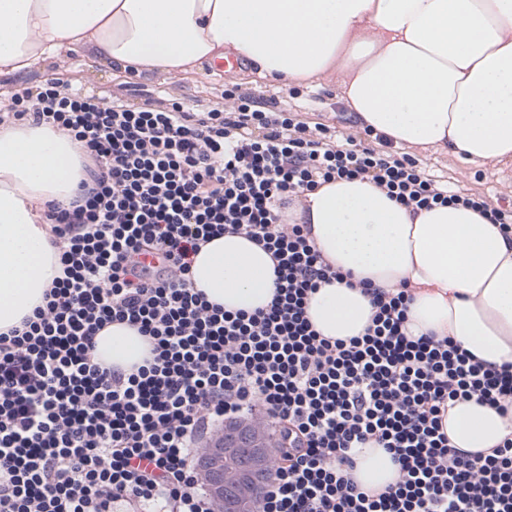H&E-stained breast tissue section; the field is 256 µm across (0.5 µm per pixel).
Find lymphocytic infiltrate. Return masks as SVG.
<instances>
[{"label":"lymphocytic infiltrate","instance_id":"1","mask_svg":"<svg viewBox=\"0 0 512 512\" xmlns=\"http://www.w3.org/2000/svg\"><path fill=\"white\" fill-rule=\"evenodd\" d=\"M225 107L131 104L50 78L12 92L0 127L67 133L86 157L69 205L44 213L62 274L45 303L0 334V512H214L194 461L224 420L261 411L279 463L261 512H512V434L492 454L450 443L443 417L472 397L507 414L512 365L491 367L450 339L415 337L408 288L363 283L375 309L364 333L320 337L306 315L342 279L290 202L337 179H368L419 211L463 205L512 236V211L448 188L416 158L299 121L287 102L225 90ZM243 233L268 251L270 306L224 310L196 291L200 245ZM165 264L145 267L140 254ZM137 329L150 357L127 374L95 361L112 323ZM398 465L377 492L350 472L359 448Z\"/></svg>","mask_w":512,"mask_h":512}]
</instances>
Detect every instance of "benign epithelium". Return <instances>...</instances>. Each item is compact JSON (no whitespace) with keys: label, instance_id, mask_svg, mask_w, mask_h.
I'll use <instances>...</instances> for the list:
<instances>
[{"label":"benign epithelium","instance_id":"benign-epithelium-1","mask_svg":"<svg viewBox=\"0 0 512 512\" xmlns=\"http://www.w3.org/2000/svg\"><path fill=\"white\" fill-rule=\"evenodd\" d=\"M273 444L263 426L241 419L224 424V434L205 448L196 468L223 512H236L261 481L273 474Z\"/></svg>","mask_w":512,"mask_h":512}]
</instances>
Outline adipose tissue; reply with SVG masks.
Wrapping results in <instances>:
<instances>
[{
	"label": "adipose tissue",
	"instance_id": "ef3b65f1",
	"mask_svg": "<svg viewBox=\"0 0 512 512\" xmlns=\"http://www.w3.org/2000/svg\"><path fill=\"white\" fill-rule=\"evenodd\" d=\"M125 71L188 74L235 54L253 74L288 85L337 84L361 126L396 144L474 164L512 158V0H0V78L24 76L71 47ZM82 157L61 131L0 129V333L42 305L57 251L40 224L46 202L68 203ZM336 269L395 289L408 286L413 335L450 338L486 364L512 363V240L463 206L411 212L370 180L339 179L288 212ZM194 288L230 311L267 307L270 253L240 233L201 246ZM320 336L362 335L373 308L338 281L309 298ZM148 346L114 323L96 337L103 364L136 371ZM454 447L490 452L512 432V412L472 399L443 420ZM398 472L370 444L352 477L383 490Z\"/></svg>",
	"mask_w": 512,
	"mask_h": 512
}]
</instances>
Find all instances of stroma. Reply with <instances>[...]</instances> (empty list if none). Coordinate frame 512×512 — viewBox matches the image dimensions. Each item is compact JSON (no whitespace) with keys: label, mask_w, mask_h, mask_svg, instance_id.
Wrapping results in <instances>:
<instances>
[{"label":"stroma","mask_w":512,"mask_h":512,"mask_svg":"<svg viewBox=\"0 0 512 512\" xmlns=\"http://www.w3.org/2000/svg\"><path fill=\"white\" fill-rule=\"evenodd\" d=\"M250 65L223 75L211 65L188 75L124 73L110 66L93 62L82 49L74 48L61 56L40 63L18 79H0V106H7L12 90L33 87L45 79L62 78L70 87L96 91L106 97L134 99L136 92L149 91L163 100L177 99L206 110L223 103L224 92L232 87L265 96L291 92L292 104L301 108L299 117L309 124L320 123L343 134L360 133V126L351 119L336 85L287 87L280 81L252 80ZM427 173L442 177L449 186L468 194L483 195L500 207L512 210V160L495 164H472L434 149L410 148Z\"/></svg>","instance_id":"35a3bbf8"}]
</instances>
